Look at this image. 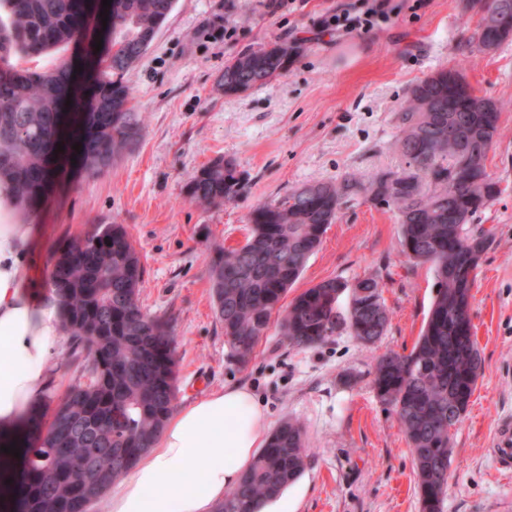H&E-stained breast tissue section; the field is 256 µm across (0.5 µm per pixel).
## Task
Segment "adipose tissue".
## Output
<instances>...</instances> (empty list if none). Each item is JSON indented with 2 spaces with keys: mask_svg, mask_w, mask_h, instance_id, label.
Listing matches in <instances>:
<instances>
[{
  "mask_svg": "<svg viewBox=\"0 0 512 512\" xmlns=\"http://www.w3.org/2000/svg\"><path fill=\"white\" fill-rule=\"evenodd\" d=\"M33 227L0 222V447L42 399L62 327L55 303L35 296ZM266 434L248 389L216 390L174 410L158 440L112 495L111 512H209L254 462Z\"/></svg>",
  "mask_w": 512,
  "mask_h": 512,
  "instance_id": "adipose-tissue-1",
  "label": "adipose tissue"
}]
</instances>
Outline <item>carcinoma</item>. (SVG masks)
<instances>
[{
	"label": "carcinoma",
	"instance_id": "carcinoma-1",
	"mask_svg": "<svg viewBox=\"0 0 512 512\" xmlns=\"http://www.w3.org/2000/svg\"><path fill=\"white\" fill-rule=\"evenodd\" d=\"M472 3L481 13L477 51L512 39V0ZM174 5L112 0L102 49L86 55L93 78L85 88L68 58L40 69L17 64L80 44L83 0H0L6 13L0 18V183L10 186L24 210L40 203L51 165L67 160L73 144L81 146L82 165L93 175L105 173L135 144L140 119L129 107L116 109V99L129 100L124 77L149 48L142 39L156 36ZM298 52L288 41L238 52L224 64V95L266 85ZM69 99L81 102L80 113L65 111ZM501 112L493 97L474 93L460 68L427 75L401 108L396 147L406 167L366 184L348 173L318 184L313 195L303 184L257 205L244 243L217 249L208 268L224 341L243 364L279 310L281 333L292 346L315 347L347 333L372 347L390 322L379 279L331 278L286 306L282 301L348 203L363 197L395 214L402 254L429 266L436 293L410 352L377 357L372 386L405 435L420 512H444L453 430L484 369L471 300L490 231L474 233L467 224L502 193L487 169L488 154L479 150L485 141L497 142ZM450 120L466 126L465 140L448 139ZM186 187L190 201L219 206L240 197L245 180L232 161L219 157ZM144 274L121 224H87L55 251L49 285L80 379L58 398L50 417L36 409L27 418L45 435L24 450L17 512H89L159 438L176 399V362L169 320L140 304ZM312 452L299 424L281 423L216 512H259L304 474Z\"/></svg>",
	"mask_w": 512,
	"mask_h": 512
}]
</instances>
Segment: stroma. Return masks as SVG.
I'll use <instances>...</instances> for the list:
<instances>
[{
  "label": "stroma",
  "mask_w": 512,
  "mask_h": 512,
  "mask_svg": "<svg viewBox=\"0 0 512 512\" xmlns=\"http://www.w3.org/2000/svg\"><path fill=\"white\" fill-rule=\"evenodd\" d=\"M361 3L295 0L273 13L265 0H177L127 77L143 117L133 148L99 176L57 165L27 216L37 226L32 279L48 285L52 253L84 225H125L146 270L140 302L172 321L177 404L239 385L261 402L268 429L287 419L302 425L314 456L274 512H420L412 456L371 384L377 355L411 350L436 290L428 267L402 254L393 213L363 200L344 209L290 290L379 279L391 321L373 348L345 334L296 348L274 322L240 364L215 318L207 269L214 247L243 241L255 205L304 183L404 167L394 140L409 88L463 65L477 94L503 107L487 160L502 193L470 226L491 232L472 291L484 370L454 430L445 512H512V476L499 472L492 452L499 420L512 414V40L478 52L479 16L461 0H386L391 20L382 29L323 32L329 12ZM283 40L301 47L286 71L224 95L219 81L232 55ZM220 156L236 164L246 193L218 207L190 202L189 177Z\"/></svg>",
  "instance_id": "1"
}]
</instances>
